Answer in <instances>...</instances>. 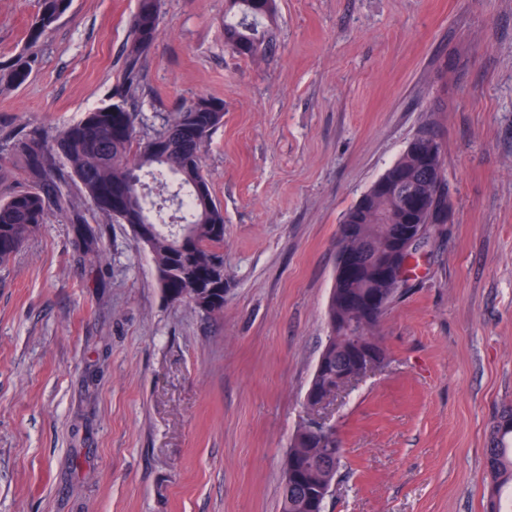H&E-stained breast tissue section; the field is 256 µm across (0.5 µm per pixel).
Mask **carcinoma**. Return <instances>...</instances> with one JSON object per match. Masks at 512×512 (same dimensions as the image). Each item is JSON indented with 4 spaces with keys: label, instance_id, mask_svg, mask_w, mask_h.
<instances>
[{
    "label": "carcinoma",
    "instance_id": "1",
    "mask_svg": "<svg viewBox=\"0 0 512 512\" xmlns=\"http://www.w3.org/2000/svg\"><path fill=\"white\" fill-rule=\"evenodd\" d=\"M71 5V0H38V11L29 27V38L38 40ZM232 14L224 15V39L238 55L254 58L268 45L263 21L273 19L277 0H230ZM160 35V0H138L129 24L124 65L125 93L139 86L146 55ZM31 63L18 59L7 78L15 85L25 83ZM209 107L197 103L181 109L177 118L163 124L153 136L137 135L139 112L123 102L104 104L85 113L67 126L52 142L38 133L17 138L10 152L18 156L33 178V185L0 200V266L9 262L22 243L46 223L51 207L59 210L70 205L64 187L75 183L82 195L108 223L126 224L130 229L145 223L157 204L148 194L144 203L131 214L112 209V188L125 185L138 191L137 183H157L164 193H175L178 212L185 221L179 227L167 222L152 224L146 248L152 256L158 282L167 295H180L186 288L202 289L208 316L224 313V210L213 196L201 165V152L212 133L224 122V102L207 99ZM200 128L195 140L183 134L185 125ZM423 152L405 149L383 173L406 179L429 196V206L414 215L413 223L423 233L412 252L400 262L403 279L383 283L371 270L363 277L337 279L330 295L327 317L329 336L322 350L331 365L344 362L356 348V337L336 323V298L365 293L385 294L380 317L365 323L363 336L373 341L372 349L386 361L385 348L377 336L382 317L407 288L410 264L429 240L448 223V182L438 179L443 173L442 146L435 137L422 133ZM342 223L354 224L357 231L340 237V250L365 264L366 242L375 249L383 247L403 224L399 202L386 193L371 201L366 215H360V202L344 214ZM342 458L336 432L326 435L295 430L289 441L286 466L288 480L283 482L281 512H324L325 497L310 480L319 470H337ZM486 466L491 475L490 512H502L500 492L512 490V405L498 412L490 432Z\"/></svg>",
    "mask_w": 512,
    "mask_h": 512
}]
</instances>
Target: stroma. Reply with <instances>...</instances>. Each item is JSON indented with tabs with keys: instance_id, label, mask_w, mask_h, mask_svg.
Returning <instances> with one entry per match:
<instances>
[{
	"instance_id": "stroma-1",
	"label": "stroma",
	"mask_w": 512,
	"mask_h": 512,
	"mask_svg": "<svg viewBox=\"0 0 512 512\" xmlns=\"http://www.w3.org/2000/svg\"><path fill=\"white\" fill-rule=\"evenodd\" d=\"M277 4L252 59L224 41L228 0H161L130 101L142 137L198 97L224 103L201 153L223 315L171 301L130 227L75 185L0 266V512H280L341 216L423 132L452 222L382 321L386 365L317 412L344 448L325 512H486L489 429L512 404V0ZM136 8L72 0L33 43L37 0H0V197L30 181L13 136L114 101Z\"/></svg>"
}]
</instances>
